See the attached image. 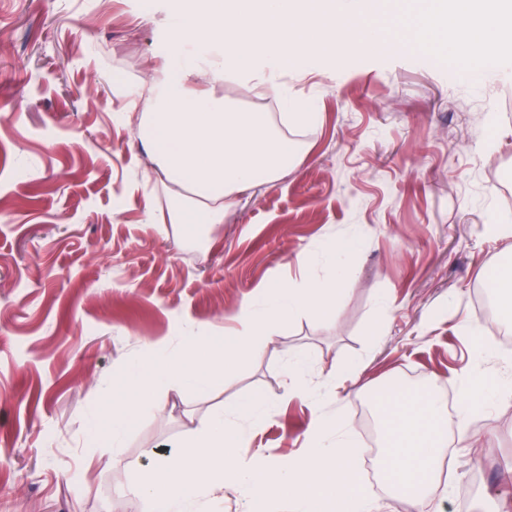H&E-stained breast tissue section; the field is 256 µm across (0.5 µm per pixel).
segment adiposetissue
Returning <instances> with one entry per match:
<instances>
[{"instance_id":"ef3b65f1","label":"adipose tissue","mask_w":512,"mask_h":512,"mask_svg":"<svg viewBox=\"0 0 512 512\" xmlns=\"http://www.w3.org/2000/svg\"><path fill=\"white\" fill-rule=\"evenodd\" d=\"M477 0H420L418 30L477 12L462 53L474 61L512 59V0L476 9ZM369 0H173L166 44L157 55L165 80L137 91L150 108L141 116V137L165 178L192 195L173 207L167 223L196 231L224 221L234 197L278 180L297 153L274 128L269 113L232 106L224 96L194 86L200 68L216 80L230 75L275 85L277 74L314 57H335L392 46L381 26L369 23ZM377 407L386 433L380 473L414 512L442 479L448 454L444 402L429 390L388 388Z\"/></svg>"}]
</instances>
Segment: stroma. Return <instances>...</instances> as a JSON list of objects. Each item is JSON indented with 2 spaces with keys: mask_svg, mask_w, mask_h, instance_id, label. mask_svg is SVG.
<instances>
[{
  "mask_svg": "<svg viewBox=\"0 0 512 512\" xmlns=\"http://www.w3.org/2000/svg\"><path fill=\"white\" fill-rule=\"evenodd\" d=\"M168 12L167 0H0V512H146L132 486L152 451L171 452L224 401L265 395L272 415L249 446L288 463L313 418L361 424L371 385L409 375L467 401L476 437L497 436L481 455L451 443L423 512H459L465 497L497 512L512 405L467 389L477 377L512 386V356L489 343L473 300L512 256L499 230L512 215V182L500 178L512 171V66L451 67L447 31L290 68L267 92L201 70L196 87L240 109L282 95L319 120L289 128L301 152L288 174L188 237L162 221L171 195L129 114L148 109L138 85L164 76L154 53ZM340 237L361 248L339 318L283 322L209 396L170 392L142 410L120 453H88L92 410L146 343L176 350L190 333H230L266 282L326 277ZM291 350L309 359L317 409L283 398Z\"/></svg>",
  "mask_w": 512,
  "mask_h": 512,
  "instance_id": "1",
  "label": "stroma"
}]
</instances>
